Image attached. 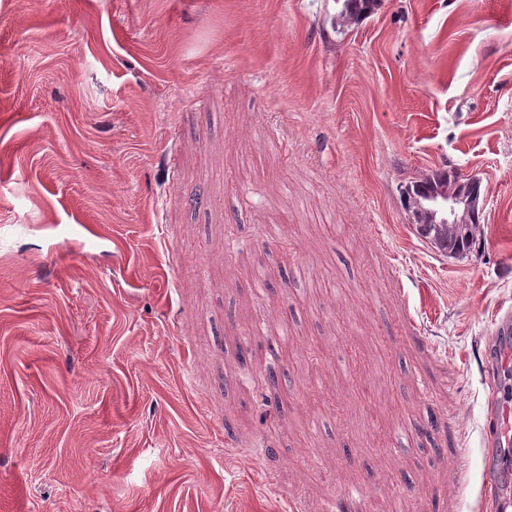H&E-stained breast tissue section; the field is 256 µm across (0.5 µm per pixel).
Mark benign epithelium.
<instances>
[{
  "label": "benign epithelium",
  "instance_id": "obj_1",
  "mask_svg": "<svg viewBox=\"0 0 512 512\" xmlns=\"http://www.w3.org/2000/svg\"><path fill=\"white\" fill-rule=\"evenodd\" d=\"M472 179L457 180V187L432 190L412 198L410 208L416 213L424 212L435 224H470L480 209V197L467 190Z\"/></svg>",
  "mask_w": 512,
  "mask_h": 512
}]
</instances>
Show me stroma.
<instances>
[{"instance_id":"stroma-1","label":"stroma","mask_w":512,"mask_h":512,"mask_svg":"<svg viewBox=\"0 0 512 512\" xmlns=\"http://www.w3.org/2000/svg\"><path fill=\"white\" fill-rule=\"evenodd\" d=\"M345 4L0 0V512H496L512 0ZM431 180L446 185L448 189H453L457 180V187L453 191L445 188L429 191ZM473 180L475 179L461 180L456 175L440 172L432 178L411 182L402 193L406 201L411 194L429 191L422 196H413L410 208L415 213H427L434 224H426L424 217L417 222L416 230L421 237L448 257H464L476 248L480 226L478 217L475 224L471 223L480 209V197L467 190Z\"/></svg>"}]
</instances>
